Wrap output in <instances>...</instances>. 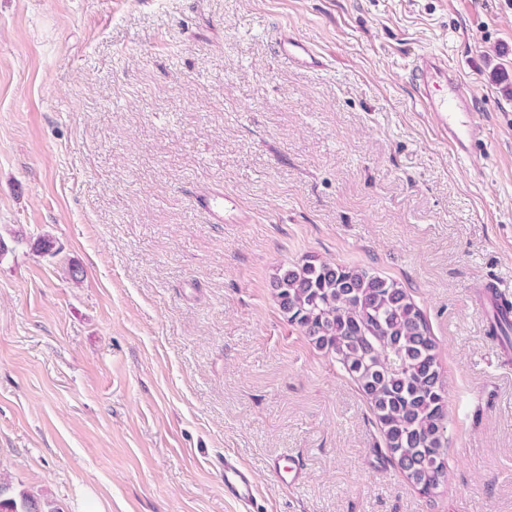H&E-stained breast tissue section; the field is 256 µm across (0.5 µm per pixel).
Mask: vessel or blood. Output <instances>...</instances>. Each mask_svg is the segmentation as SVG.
<instances>
[{"label": "vessel or blood", "mask_w": 512, "mask_h": 512, "mask_svg": "<svg viewBox=\"0 0 512 512\" xmlns=\"http://www.w3.org/2000/svg\"><path fill=\"white\" fill-rule=\"evenodd\" d=\"M276 44L277 54L283 60L309 69L321 64L310 45L293 33H279ZM411 73L419 101L435 117L439 136L454 154L465 158L483 147L487 131L472 112V88L447 58L433 52L421 54ZM200 205L219 223L233 209L232 200L222 193L202 198ZM224 494L242 505L251 504L256 495L249 469L230 457L224 460Z\"/></svg>", "instance_id": "vessel-or-blood-1"}]
</instances>
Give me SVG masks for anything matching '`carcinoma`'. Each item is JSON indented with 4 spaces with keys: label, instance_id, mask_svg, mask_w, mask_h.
I'll list each match as a JSON object with an SVG mask.
<instances>
[{
    "label": "carcinoma",
    "instance_id": "1",
    "mask_svg": "<svg viewBox=\"0 0 512 512\" xmlns=\"http://www.w3.org/2000/svg\"><path fill=\"white\" fill-rule=\"evenodd\" d=\"M280 309L360 385L376 413L390 457L430 493L447 478V396L429 323L397 282L367 270L306 260L273 280ZM490 335L512 347V304L493 301ZM0 512H63L48 498L11 493L0 481Z\"/></svg>",
    "mask_w": 512,
    "mask_h": 512
}]
</instances>
